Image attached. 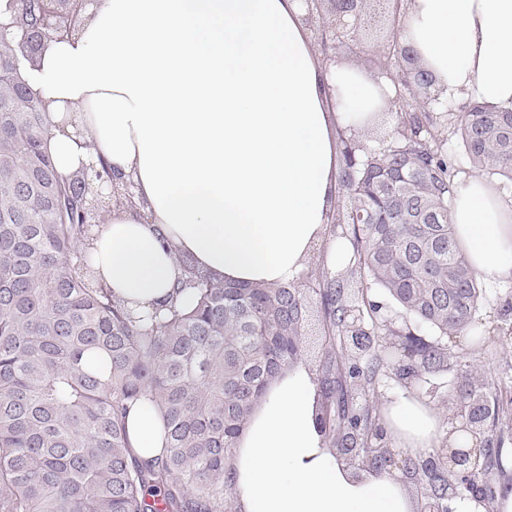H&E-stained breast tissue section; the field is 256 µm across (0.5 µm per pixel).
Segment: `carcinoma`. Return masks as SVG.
Instances as JSON below:
<instances>
[{"instance_id": "cac0c4a2", "label": "carcinoma", "mask_w": 512, "mask_h": 512, "mask_svg": "<svg viewBox=\"0 0 512 512\" xmlns=\"http://www.w3.org/2000/svg\"><path fill=\"white\" fill-rule=\"evenodd\" d=\"M71 18L77 0H15L0 24V512H236L225 461L273 379L304 352L317 323L318 421L329 447L361 468H398L421 486L427 512H448L458 487L447 451L398 456L381 445L385 381L413 388L456 370L453 405L470 419L480 466L469 483L489 503L512 480V396L503 373L475 377L448 338L497 354L482 329L490 291L457 242L451 213L458 180L481 173L512 194V109L471 100L440 112L394 100L390 142H344L333 228L350 244L347 275L322 270L280 285L218 282L190 265L166 312L142 315L94 279L92 227L131 202L91 165L62 177L42 150L39 95L20 70L41 44L45 14ZM371 66L412 72L421 95L432 78L392 38ZM395 304L414 328L395 329L375 303ZM317 298L316 318L311 300ZM364 398L356 408L354 399ZM142 398L158 410L166 454L139 461L126 418Z\"/></svg>"}]
</instances>
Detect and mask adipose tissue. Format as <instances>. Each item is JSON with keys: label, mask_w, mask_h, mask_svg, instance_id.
<instances>
[{"label": "adipose tissue", "mask_w": 512, "mask_h": 512, "mask_svg": "<svg viewBox=\"0 0 512 512\" xmlns=\"http://www.w3.org/2000/svg\"><path fill=\"white\" fill-rule=\"evenodd\" d=\"M397 31L444 97L512 108V0H405ZM25 78L50 121H72L45 141L58 169L101 161L131 185L135 207L112 208L91 251L98 277L142 309L167 299L180 255L245 284L295 280L322 246L342 267L326 243L338 136L394 96L386 76L323 63L299 0H87ZM452 222L478 278L512 277V200L493 180H459ZM319 401L305 362L271 382L227 461L238 512H416L402 472L358 470L327 448ZM386 429L412 454L469 445L402 390ZM127 430L138 459L163 455L148 400Z\"/></svg>", "instance_id": "1"}]
</instances>
